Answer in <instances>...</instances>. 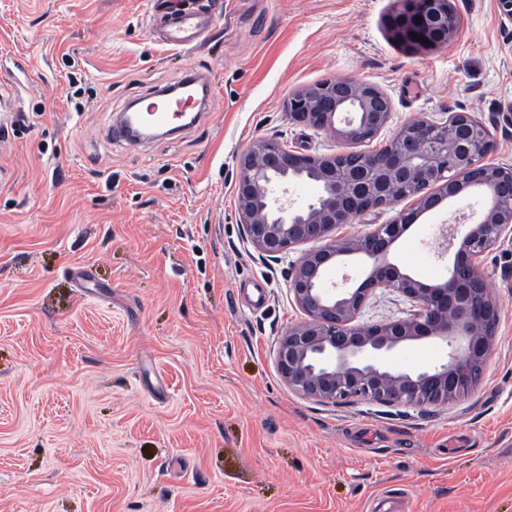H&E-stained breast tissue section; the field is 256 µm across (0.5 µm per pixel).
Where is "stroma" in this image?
<instances>
[{"mask_svg":"<svg viewBox=\"0 0 512 512\" xmlns=\"http://www.w3.org/2000/svg\"><path fill=\"white\" fill-rule=\"evenodd\" d=\"M214 16L189 50L151 36L152 0H0V84L20 102L0 146V512H512V242L480 262L500 309L476 388L445 406L321 403L277 371L303 320L300 258L245 240L238 155L258 137L318 154L328 132L290 123L289 96L342 79L388 95L384 147L404 124L469 112L489 163L512 167V28L495 0H452L459 29L409 47L402 0H194ZM195 73L196 120L113 141L131 104ZM473 194L416 217L391 259L434 284L440 225ZM259 285L260 308L246 301ZM415 307L379 290L360 322ZM444 347L388 362L425 371Z\"/></svg>","mask_w":512,"mask_h":512,"instance_id":"stroma-1","label":"stroma"}]
</instances>
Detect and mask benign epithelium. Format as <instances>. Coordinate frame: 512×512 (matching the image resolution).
<instances>
[{
    "instance_id": "obj_1",
    "label": "benign epithelium",
    "mask_w": 512,
    "mask_h": 512,
    "mask_svg": "<svg viewBox=\"0 0 512 512\" xmlns=\"http://www.w3.org/2000/svg\"><path fill=\"white\" fill-rule=\"evenodd\" d=\"M421 21H415V18ZM394 27L404 41L441 47L457 32L451 0H406ZM421 39H413V34ZM299 126L331 132L341 145L332 154L291 149L257 138L237 157L236 201L246 239L276 259L309 244L288 277L289 292L305 319L281 337L277 367L288 388L323 403L360 399L381 404L447 405L473 390L494 347L499 310L483 288L478 257L512 236V168L484 162L491 142L482 121L455 112L442 123L417 119L403 125L386 146L357 147L386 127L391 102L377 86L344 79L293 94L285 105ZM296 180L319 184L320 195L294 208L275 195ZM479 192L486 207L469 224L446 227L444 254L455 248L448 277L423 283L391 261V249L413 214L380 225L363 237L337 231L357 217L413 197L416 211ZM365 260L355 288L324 286L328 270L343 257ZM377 290L397 291L418 307L409 320L359 323ZM431 340L448 348V359L422 372L397 370L385 358L404 344Z\"/></svg>"
}]
</instances>
